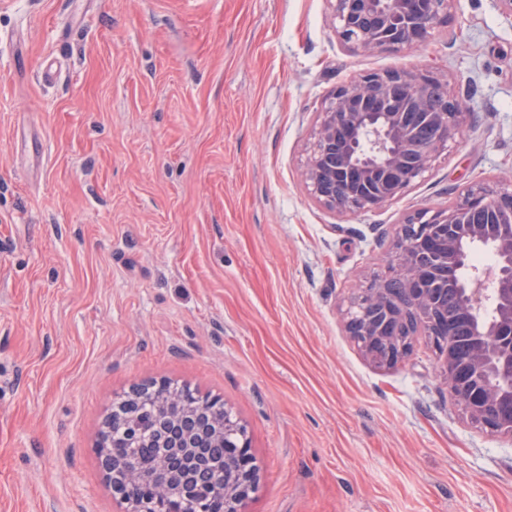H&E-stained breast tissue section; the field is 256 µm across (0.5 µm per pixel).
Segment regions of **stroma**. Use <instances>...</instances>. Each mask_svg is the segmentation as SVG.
<instances>
[{
	"mask_svg": "<svg viewBox=\"0 0 512 512\" xmlns=\"http://www.w3.org/2000/svg\"><path fill=\"white\" fill-rule=\"evenodd\" d=\"M329 0H0V512H123L116 397L189 385L246 428V512H512V438L448 395L426 336L379 369L347 335L397 224L512 185V20L455 0L416 48L356 53ZM474 110L398 200L338 214L300 179L360 75Z\"/></svg>",
	"mask_w": 512,
	"mask_h": 512,
	"instance_id": "1",
	"label": "stroma"
}]
</instances>
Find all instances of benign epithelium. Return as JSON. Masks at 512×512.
Instances as JSON below:
<instances>
[{"instance_id":"benign-epithelium-1","label":"benign epithelium","mask_w":512,"mask_h":512,"mask_svg":"<svg viewBox=\"0 0 512 512\" xmlns=\"http://www.w3.org/2000/svg\"><path fill=\"white\" fill-rule=\"evenodd\" d=\"M333 29L350 50L418 47L448 20L455 0H330ZM438 80L420 71L368 73L337 87L318 113L314 140L302 170L311 196L338 213L378 210L422 179L460 136L468 99L447 89L431 95ZM388 278L354 289L345 330L379 369L405 357L408 337L426 331L448 336V310L439 297L448 276L459 277L462 311L472 322V356L457 362L440 354L442 378L456 401L491 433L512 436V188L474 183L439 209L420 208L398 225ZM488 249L494 265L471 269L464 244ZM402 284L404 296L389 288ZM497 295L493 316L479 317L483 284ZM101 462L112 490L125 496L112 456ZM257 473L247 439L224 421L225 512H245Z\"/></svg>"}]
</instances>
